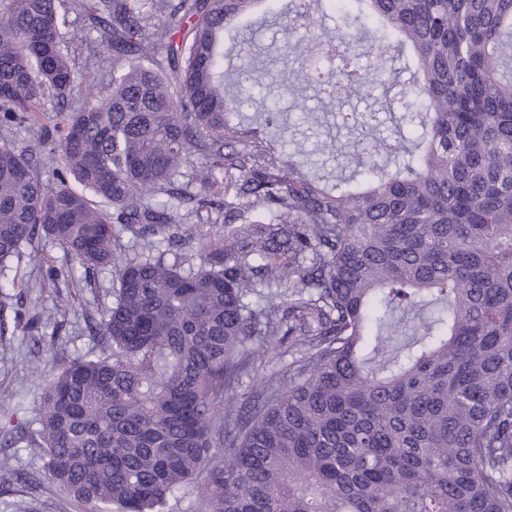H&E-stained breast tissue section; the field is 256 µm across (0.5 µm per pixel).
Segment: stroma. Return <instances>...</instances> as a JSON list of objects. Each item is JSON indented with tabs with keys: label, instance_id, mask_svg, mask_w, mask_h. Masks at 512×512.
Returning a JSON list of instances; mask_svg holds the SVG:
<instances>
[{
	"label": "stroma",
	"instance_id": "obj_1",
	"mask_svg": "<svg viewBox=\"0 0 512 512\" xmlns=\"http://www.w3.org/2000/svg\"><path fill=\"white\" fill-rule=\"evenodd\" d=\"M288 20V13L269 12L266 0H259L248 16L235 21L231 38L224 42V84L229 95L244 99L234 118L263 149L282 161L290 157L307 160L313 173L333 185L352 169L334 151L336 140L347 135L341 114L362 110L363 105L355 98L340 107L327 100L319 112L311 114L302 111L292 96L280 95V88L291 82L311 96L321 91L310 68L286 54L283 28ZM62 35L83 80L107 88L112 66L90 51L95 33L84 8L69 12ZM63 263V251L46 242L39 260L24 255L0 272V281L26 282L23 310L37 315L31 332L11 329L0 334V426L14 412L26 421L29 431H37L39 375L54 372L62 356L100 348L88 318L111 305L113 272L102 268L77 273L72 280L50 279L49 270ZM37 339L43 346L35 354L31 348ZM5 438L0 429V512H83L47 479L41 453L4 447ZM18 470L33 474V483H16L12 474Z\"/></svg>",
	"mask_w": 512,
	"mask_h": 512
}]
</instances>
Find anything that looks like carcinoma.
<instances>
[{
	"mask_svg": "<svg viewBox=\"0 0 512 512\" xmlns=\"http://www.w3.org/2000/svg\"><path fill=\"white\" fill-rule=\"evenodd\" d=\"M259 2L93 0L101 96L61 41L66 0H0V131L58 158L50 185L0 139V265L45 239L54 276L110 267L114 298L100 352L60 358L39 430L4 447L43 449L88 512H162L194 482L196 512H512V0H356L317 43L285 32L338 62L317 76L338 102L373 95L391 37L414 52L410 136L362 114L343 188L237 147L221 43ZM121 232L166 249L122 253ZM190 243L198 264L166 259ZM10 320L31 328L0 305ZM255 341L298 358L240 410ZM9 138L15 140L19 144L23 146H27L33 156L34 159L37 160L39 164V169L42 174V178L46 183L53 184L54 177L52 174V169L54 165L51 162L50 155V145L49 143H42L38 141L31 131L23 128L17 127L12 130V133L9 134Z\"/></svg>",
	"mask_w": 512,
	"mask_h": 512,
	"instance_id": "carcinoma-1",
	"label": "carcinoma"
}]
</instances>
